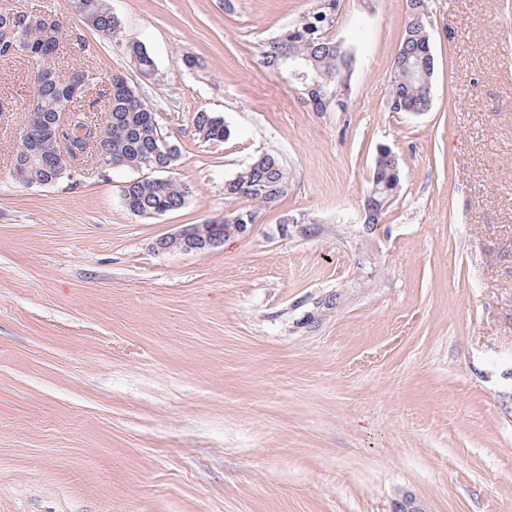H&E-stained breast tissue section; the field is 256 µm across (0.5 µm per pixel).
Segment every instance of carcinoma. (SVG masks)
I'll use <instances>...</instances> for the list:
<instances>
[{
    "label": "carcinoma",
    "instance_id": "cac0c4a2",
    "mask_svg": "<svg viewBox=\"0 0 512 512\" xmlns=\"http://www.w3.org/2000/svg\"><path fill=\"white\" fill-rule=\"evenodd\" d=\"M84 22L106 35L117 36L121 21L111 11L108 0H73ZM339 0H316L315 9L307 17L282 31L268 42L261 51L262 64L272 72L286 77L285 66L289 59L305 64L317 81L333 90L344 84V68L350 64V52L343 41L326 36L336 19L333 14ZM10 25L16 37L27 47V61L36 65L32 70L38 99L28 105L26 128L36 131L46 127L55 114L67 112L75 117V124L90 130L96 122L89 120L75 107L95 87L94 78L85 70H73L72 76L88 79L81 92H74L61 84L49 62L57 57L63 47L82 42L81 35L66 31L46 14L29 11L21 17L9 15L8 8L0 9V28ZM125 54L139 75L148 80L156 76L155 61L146 47L130 43ZM393 77L388 83L387 105L392 112H423L432 104L431 88L434 73V57L430 46V34L426 20L408 18L398 51L392 65ZM111 114V126L107 138L101 143L99 153L90 157L85 144H72L76 153L72 157L102 168L114 166L129 169H147L164 172L175 165L179 149L167 154L159 145L157 134L161 131L157 113L149 107L135 84L122 73L112 75L108 92L107 108ZM193 125L204 139L222 142L231 134L224 119L211 112L199 111L193 117ZM12 170L24 176L23 185L40 186L47 181H70L68 174L57 175L53 158H31L19 153L12 158ZM370 189L373 198L389 207L402 189L401 162L374 165ZM288 191V173L280 159L272 154L256 158L247 168L224 184V199L235 201L246 198L263 207L276 205ZM189 190L184 185L164 177L132 180L123 187L125 208L138 216L151 218L182 208ZM257 216L254 209H234L218 220H209L192 228L194 236L211 238L218 233L217 225L237 218L239 224H250Z\"/></svg>",
    "mask_w": 512,
    "mask_h": 512
}]
</instances>
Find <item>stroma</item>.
Instances as JSON below:
<instances>
[{
	"label": "stroma",
	"mask_w": 512,
	"mask_h": 512,
	"mask_svg": "<svg viewBox=\"0 0 512 512\" xmlns=\"http://www.w3.org/2000/svg\"><path fill=\"white\" fill-rule=\"evenodd\" d=\"M96 92L125 74L178 143L185 205L143 218L87 168L9 173L32 97L0 61V512H512V0H428L432 106L387 107L405 0H340L355 57L347 111L304 107L260 63L314 0H111L119 38L71 0ZM146 46L140 79L117 41ZM198 59L187 68L186 57ZM222 116L208 142L195 112ZM402 190L362 224L379 145ZM288 191L247 235L202 253L155 240L223 217L260 154ZM193 125L206 141L223 142L231 134L224 119L211 112L199 111L193 117Z\"/></svg>",
	"instance_id": "stroma-1"
}]
</instances>
